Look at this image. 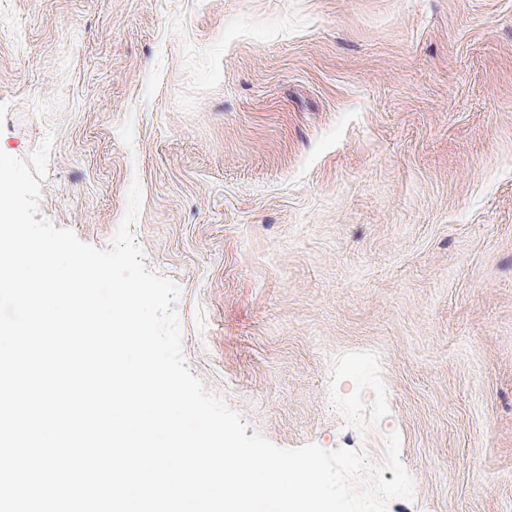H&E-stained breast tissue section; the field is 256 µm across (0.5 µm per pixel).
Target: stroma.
<instances>
[{"label": "stroma", "instance_id": "stroma-1", "mask_svg": "<svg viewBox=\"0 0 512 512\" xmlns=\"http://www.w3.org/2000/svg\"><path fill=\"white\" fill-rule=\"evenodd\" d=\"M0 150L100 249L139 180L249 432L512 512V0H0Z\"/></svg>", "mask_w": 512, "mask_h": 512}]
</instances>
